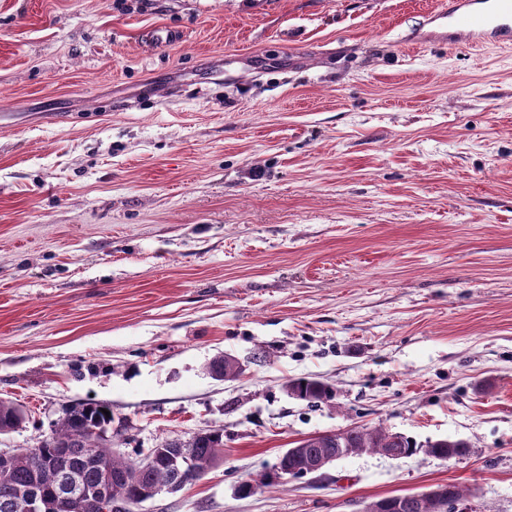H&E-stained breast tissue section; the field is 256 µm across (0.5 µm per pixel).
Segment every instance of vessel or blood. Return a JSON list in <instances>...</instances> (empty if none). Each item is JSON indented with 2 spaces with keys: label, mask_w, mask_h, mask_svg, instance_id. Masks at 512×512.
<instances>
[{
  "label": "vessel or blood",
  "mask_w": 512,
  "mask_h": 512,
  "mask_svg": "<svg viewBox=\"0 0 512 512\" xmlns=\"http://www.w3.org/2000/svg\"><path fill=\"white\" fill-rule=\"evenodd\" d=\"M429 22L433 37L452 46H512V0H446Z\"/></svg>",
  "instance_id": "vessel-or-blood-1"
}]
</instances>
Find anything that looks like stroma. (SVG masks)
Returning <instances> with one entry per match:
<instances>
[{
	"instance_id": "obj_1",
	"label": "stroma",
	"mask_w": 512,
	"mask_h": 512,
	"mask_svg": "<svg viewBox=\"0 0 512 512\" xmlns=\"http://www.w3.org/2000/svg\"><path fill=\"white\" fill-rule=\"evenodd\" d=\"M439 0H0V398L30 448L111 405L136 455L224 457L139 512H363L462 483L512 512V49L429 41ZM154 27L178 41L147 50ZM228 354L233 381L209 363ZM336 398L290 397L289 380ZM354 455L247 498L299 439ZM293 389L299 393L301 401L309 404L328 402L335 398L336 392L332 386L309 377L289 380L286 384V391ZM27 419L28 415L23 406L0 398V435L21 427ZM340 439L341 441L339 444L333 442V439L329 437L314 439V441L308 446V448H310L309 453L322 455L332 453L334 455L329 457H306L303 463L302 459L300 458H296L294 456L288 457L287 468L284 465L286 463V456L297 454L300 448L307 445L308 440H312L311 438H303L297 443L296 446L286 449L279 456L275 470L284 474L288 478H297L318 472L322 470L327 464L337 462L348 456L344 453L336 454L339 448H349L351 455H360L363 453H376L386 455L387 448H389L388 456L391 458H400V453L406 454V458L420 452L426 454L421 443H418L409 436H406L403 440L395 441L393 432L381 425L362 426L347 429L343 437ZM430 447V456L439 459H460L470 453V444L464 440H437Z\"/></svg>"
}]
</instances>
